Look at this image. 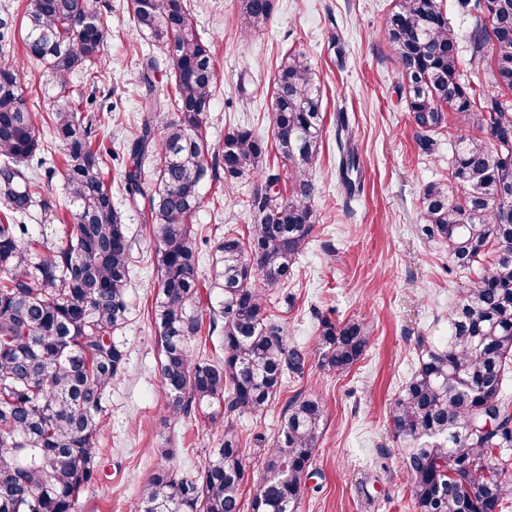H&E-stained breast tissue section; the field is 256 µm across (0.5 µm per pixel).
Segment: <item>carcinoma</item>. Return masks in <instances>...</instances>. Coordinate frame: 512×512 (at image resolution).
<instances>
[{
	"instance_id": "cac0c4a2",
	"label": "carcinoma",
	"mask_w": 512,
	"mask_h": 512,
	"mask_svg": "<svg viewBox=\"0 0 512 512\" xmlns=\"http://www.w3.org/2000/svg\"><path fill=\"white\" fill-rule=\"evenodd\" d=\"M471 20L461 39L443 0H396L384 21L416 138L428 150L453 113L473 117L480 137L460 136L448 157V182L423 190L422 231L448 246L452 269L466 274L448 314V334L418 344V363L391 406L393 437L415 512H502L512 495L504 455L512 450V412L504 387L512 376V0H454ZM132 18L164 50L172 87L158 93L164 70L143 56L140 88L149 100L122 187L148 215L158 270L151 319L161 348L158 374L169 417L201 414L221 423V446L193 477L156 467L134 512H297L326 418L324 401L298 393L285 402L265 453V475L243 500L249 473L235 433L242 417L266 415L288 373L306 356L290 345L269 308L292 304L284 292L296 262L322 223L314 176L323 133L317 73L306 56L285 54L271 96L273 140L252 129H227L210 145L203 126L218 88L210 48L195 29L188 0H130ZM99 0H27L26 57L64 91L86 67L91 93L49 113L63 150V178L73 210L59 245L34 238L27 224L0 222V512H77L99 479L96 439L104 399L129 364L115 333L126 323L132 242L104 176L112 148L100 138L117 104L96 103L112 30ZM240 32L265 27L274 0H237ZM485 70L502 90L485 95L462 62ZM338 120L340 185L358 192L360 159ZM44 150L22 90V71L0 62V206L4 215L49 208L32 174ZM275 154L288 168L280 189ZM257 177L245 200L248 236L228 225L211 245L212 276L200 273L192 217L201 187ZM218 288L224 356L194 352L202 332L201 285ZM318 364L343 374L365 355L372 328L364 318L317 316Z\"/></svg>"
}]
</instances>
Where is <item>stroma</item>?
Here are the masks:
<instances>
[{"label":"stroma","mask_w":512,"mask_h":512,"mask_svg":"<svg viewBox=\"0 0 512 512\" xmlns=\"http://www.w3.org/2000/svg\"><path fill=\"white\" fill-rule=\"evenodd\" d=\"M27 0H0V22L11 30L0 42V60L15 61L29 109L46 118L60 101L55 82L29 62L22 23ZM111 0L105 18L112 39L103 54L109 70L101 88L120 101L118 123L105 127L115 146L131 144L147 106L137 81L136 61L152 52L125 10ZM193 23L210 45L219 73L216 100L206 125L212 143L225 129L244 125L271 134L268 88L281 57L304 53L319 76L325 127L316 164L315 205L323 221L300 257L288 287L294 306L278 305L273 319L291 344L307 351L302 374L289 377L265 418L237 425L247 469L263 472L264 455L278 428L285 401L297 393L320 396L328 408L298 512H414L402 452L390 431V407L417 359L418 342L448 329V313L461 286L448 270V248L421 231L419 198L432 182L448 180L450 143L477 132L474 120H452L448 132L423 150L405 102L397 92V71L386 41L384 19L394 0H275L268 22L253 36L239 33L236 0H193ZM348 115L362 168V188L346 199L338 181L336 115ZM252 179L204 184L195 224L220 235L225 225L245 227L244 201ZM115 200L125 210L133 240L129 316L117 335L130 352L126 377L108 393L104 426L97 437L100 480L81 498L84 512H133L141 485L154 470L155 449L172 451L171 466L198 472L220 441L207 419L173 420L161 389L158 348L151 324L157 290L154 246L140 211L128 208L124 192ZM336 321L365 317L373 340L349 372L322 370L313 357L318 316Z\"/></svg>","instance_id":"obj_1"}]
</instances>
